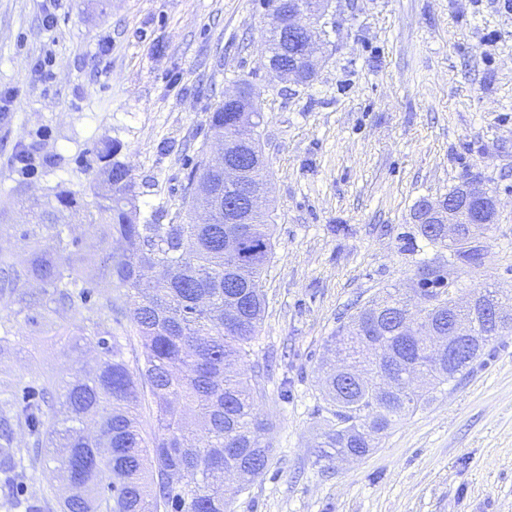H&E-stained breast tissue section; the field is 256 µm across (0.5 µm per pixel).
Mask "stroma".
<instances>
[{"mask_svg": "<svg viewBox=\"0 0 512 512\" xmlns=\"http://www.w3.org/2000/svg\"><path fill=\"white\" fill-rule=\"evenodd\" d=\"M270 24L268 0H0V91L16 98L0 124V207L25 223L18 181L37 196L61 180L83 188L95 149L114 140L141 222L179 223L211 112L250 83L274 255L247 364L263 369L257 408L275 460L232 512H512V332L367 456L328 460L317 448L332 333L386 289L410 290L420 262L448 259L418 232L420 198L471 179L498 195L484 264L448 278L462 296L490 283L512 296V10L504 0H333L307 85L266 69ZM47 53L50 75L35 79ZM18 141L51 167L21 175ZM95 354V342L76 351L24 326L0 353V376L40 387ZM57 486L40 462L0 495V512L37 499L40 512H60Z\"/></svg>", "mask_w": 512, "mask_h": 512, "instance_id": "1", "label": "stroma"}]
</instances>
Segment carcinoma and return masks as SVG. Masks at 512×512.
Masks as SVG:
<instances>
[{
  "instance_id": "obj_1",
  "label": "carcinoma",
  "mask_w": 512,
  "mask_h": 512,
  "mask_svg": "<svg viewBox=\"0 0 512 512\" xmlns=\"http://www.w3.org/2000/svg\"><path fill=\"white\" fill-rule=\"evenodd\" d=\"M262 121L257 103L225 102L212 112L209 126L220 138L238 130L224 149V157L235 159L251 145L261 149ZM11 156L20 171L37 159L21 142ZM96 158V177L79 190L60 182L42 199L18 183L14 192L29 223L11 224L0 209V234L10 232L25 249L18 259L0 245V305L8 309L0 317V350L11 344L21 321L80 348L83 309L91 296L88 268L101 272L95 305L107 313V319L93 323L99 348L93 368L74 371L37 397L7 399L0 406V474L12 484L25 471L15 442L19 430L55 463L64 484L62 512H230L224 474L237 472L248 482L273 461L274 449L262 442L270 423L256 409L261 374L245 368L263 318L259 279L273 255L270 216L262 212L249 224H229L219 211L210 223H197L205 189L240 198L239 184L224 181L207 142L187 173L180 224L138 223L139 192L116 146L97 149ZM246 185L264 189L266 165L250 169ZM66 211L99 235L95 252L85 250L74 225L61 223ZM418 228L427 244L447 250L457 263L470 269L484 264L481 237L490 224L464 225L453 246L444 225ZM226 239L236 241L233 258L224 252ZM416 277V293L440 303V309L420 316L416 329L393 318L412 301L395 288L330 338L331 350L343 347L350 364L368 375L358 380L334 363L321 367L322 398L332 424L318 443L320 457L369 453L396 419L424 400L425 394L400 379L395 391L379 392V377L411 368L426 390H434L471 370L493 339L512 331V298L504 301L487 288L473 291L471 296L482 298L472 308L458 307L457 315L476 344L464 363L448 366V356H440L420 329L428 321L448 326L454 284L437 265L420 266ZM114 286L126 289L125 305L112 300ZM485 307L501 312L504 327L489 326ZM114 323L129 326L140 338L134 370L112 332ZM144 392L157 426L149 437L139 420Z\"/></svg>"
}]
</instances>
